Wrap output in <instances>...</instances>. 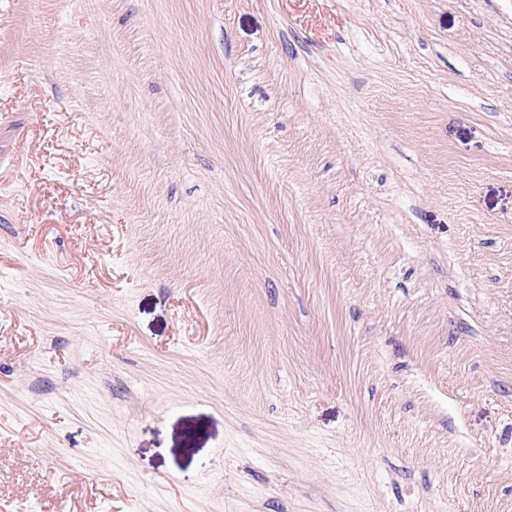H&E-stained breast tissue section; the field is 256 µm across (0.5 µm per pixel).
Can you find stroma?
Segmentation results:
<instances>
[{"instance_id":"35a3bbf8","label":"stroma","mask_w":512,"mask_h":512,"mask_svg":"<svg viewBox=\"0 0 512 512\" xmlns=\"http://www.w3.org/2000/svg\"><path fill=\"white\" fill-rule=\"evenodd\" d=\"M0 512H512V0H0Z\"/></svg>"}]
</instances>
